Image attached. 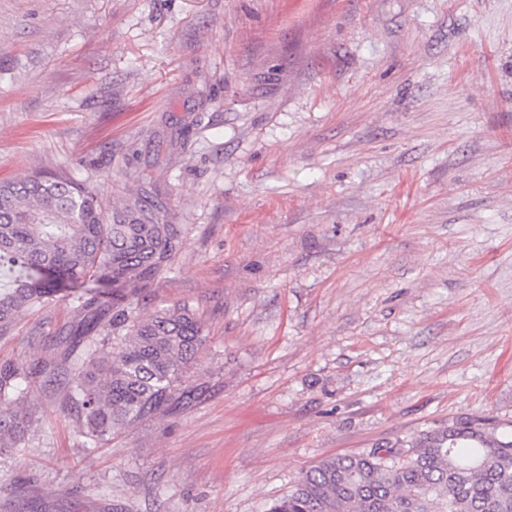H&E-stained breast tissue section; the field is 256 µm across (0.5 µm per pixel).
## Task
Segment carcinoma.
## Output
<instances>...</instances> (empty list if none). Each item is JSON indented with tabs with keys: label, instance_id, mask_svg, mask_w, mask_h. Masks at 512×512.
<instances>
[{
	"label": "carcinoma",
	"instance_id": "cac0c4a2",
	"mask_svg": "<svg viewBox=\"0 0 512 512\" xmlns=\"http://www.w3.org/2000/svg\"><path fill=\"white\" fill-rule=\"evenodd\" d=\"M181 225L141 194L106 210L68 173L0 181V335L25 311L59 298L60 283L112 286L78 297V321L61 328L68 405L85 447L190 404L184 372L203 326L189 306L141 316L143 285L183 245ZM47 370L0 363V448H24L33 425L22 404ZM331 457L303 473L266 512H512V430L492 418L459 417L402 444Z\"/></svg>",
	"mask_w": 512,
	"mask_h": 512
}]
</instances>
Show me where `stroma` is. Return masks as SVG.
Here are the masks:
<instances>
[{"instance_id":"stroma-1","label":"stroma","mask_w":512,"mask_h":512,"mask_svg":"<svg viewBox=\"0 0 512 512\" xmlns=\"http://www.w3.org/2000/svg\"><path fill=\"white\" fill-rule=\"evenodd\" d=\"M157 193L184 244L189 407L88 448L59 353L0 512H265L319 461L458 417L512 424V0H0V180Z\"/></svg>"}]
</instances>
